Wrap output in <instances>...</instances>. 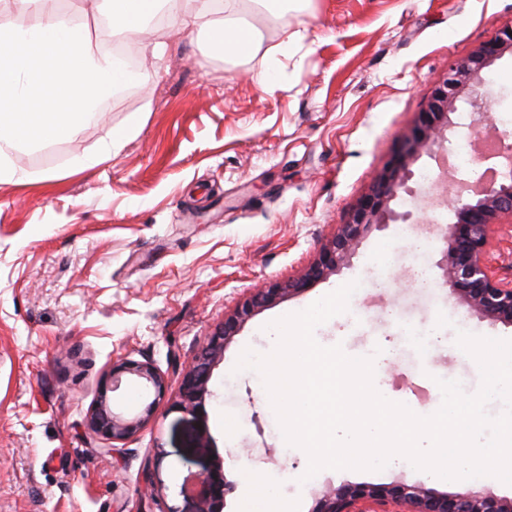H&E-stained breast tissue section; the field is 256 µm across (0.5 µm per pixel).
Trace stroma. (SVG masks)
<instances>
[{"label": "stroma", "mask_w": 512, "mask_h": 512, "mask_svg": "<svg viewBox=\"0 0 512 512\" xmlns=\"http://www.w3.org/2000/svg\"><path fill=\"white\" fill-rule=\"evenodd\" d=\"M240 10L259 37L228 59L206 32H177L158 14L125 45L149 69L153 43L166 42L159 75L124 87L76 138L21 155L31 182L0 184V512H196L181 484L217 456L232 485L224 512H238L252 466L293 512H312L328 485L421 484L419 471L397 465L303 480L308 458L283 441L259 373L236 370L241 352L269 353V322L356 280L347 311L315 337L352 357L385 356V397L432 410L438 380L469 394L480 386L457 330L512 339V327L457 306L441 281L423 288L411 275L439 259L436 227L453 220L429 200L457 172L422 157L415 195L392 203L409 220L373 227L336 275L261 311L226 347L206 401L215 446L197 447L176 396L225 310L298 275L401 149L449 64L512 25V0H311L284 16L243 0ZM484 78L493 114L512 110V57ZM135 118L139 132L116 155L72 170ZM433 329L444 345H429ZM122 358L153 362L168 391L116 457L87 421ZM226 415L239 424L230 442Z\"/></svg>", "instance_id": "1"}]
</instances>
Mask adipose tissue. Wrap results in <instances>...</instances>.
<instances>
[{
    "mask_svg": "<svg viewBox=\"0 0 512 512\" xmlns=\"http://www.w3.org/2000/svg\"><path fill=\"white\" fill-rule=\"evenodd\" d=\"M0 8V182L23 184L29 174L16 152L76 137L86 121L122 87L144 80L108 51L93 48L86 24L74 22L58 0H15ZM171 0H90L92 12H105L113 34L133 37L169 6L171 27L207 30L211 47L224 56L253 48V26L216 25L210 5L195 13L171 9Z\"/></svg>",
    "mask_w": 512,
    "mask_h": 512,
    "instance_id": "ef3b65f1",
    "label": "adipose tissue"
}]
</instances>
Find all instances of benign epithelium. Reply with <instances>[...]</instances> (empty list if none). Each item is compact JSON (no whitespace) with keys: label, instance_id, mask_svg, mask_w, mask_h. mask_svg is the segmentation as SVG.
Listing matches in <instances>:
<instances>
[{"label":"benign epithelium","instance_id":"benign-epithelium-1","mask_svg":"<svg viewBox=\"0 0 512 512\" xmlns=\"http://www.w3.org/2000/svg\"><path fill=\"white\" fill-rule=\"evenodd\" d=\"M507 53L512 55V31L508 29L471 56L453 63L428 97L413 136L375 178L371 190L358 202L348 220L337 225L336 233L322 245L305 272L256 290L224 315V323L208 336L185 369L178 389L179 408L199 422L200 446H212L206 412V399L211 396L208 383L227 345L259 311L336 274L357 252L372 227L410 218V214L392 209L391 202L401 190L415 193L409 186L412 167L422 156L443 151L459 103L472 108L481 134L501 140L489 118L483 72ZM497 157L502 159L501 166L506 172L494 169L492 176L471 186L446 190L444 204L456 221L442 227L444 249L437 266L442 270L443 285L451 288L457 305L482 319L512 327V266L511 273L502 276L490 263L492 229L504 222L512 224V147H501ZM125 378L146 393H154V398L139 413H125L109 404L107 392L119 388ZM165 392L164 377L154 364L122 360L112 365L109 381L102 386L89 415L90 431L111 443L107 452L122 453L121 445L150 420ZM229 490L224 479V460L218 458L207 472L187 477L181 493H198L197 512H224V496ZM392 506L404 507L403 512H512V499L471 488L448 494L402 482L345 484L321 491L311 512H391Z\"/></svg>","mask_w":512,"mask_h":512}]
</instances>
